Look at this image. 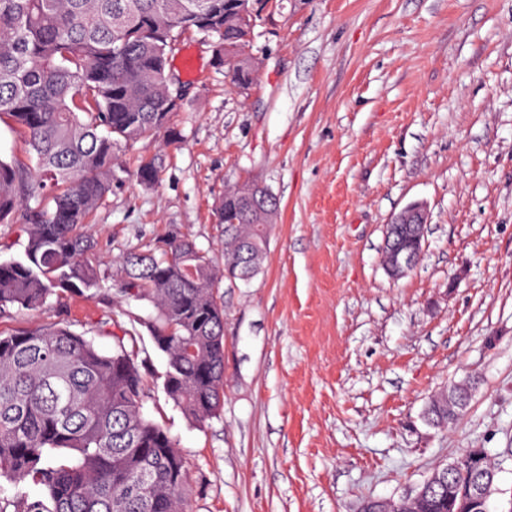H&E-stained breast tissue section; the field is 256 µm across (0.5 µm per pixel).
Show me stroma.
I'll return each mask as SVG.
<instances>
[{"instance_id": "stroma-1", "label": "stroma", "mask_w": 512, "mask_h": 512, "mask_svg": "<svg viewBox=\"0 0 512 512\" xmlns=\"http://www.w3.org/2000/svg\"><path fill=\"white\" fill-rule=\"evenodd\" d=\"M248 51L257 73L241 90L212 38L182 36L169 62L188 88L181 140L118 147L90 226L111 276L123 252L174 232L219 264L225 191L279 197L261 273L219 288L216 416L197 426L164 393L148 301L52 298L7 309L0 331L61 323L106 351L134 334L155 380L143 412L189 470L187 512H359L415 494L466 448L499 467L490 512H512V0H276ZM144 160L159 170L149 187ZM414 203L422 256L394 279L386 226ZM467 380L458 424L430 426L429 398Z\"/></svg>"}]
</instances>
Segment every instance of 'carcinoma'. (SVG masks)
Returning <instances> with one entry per match:
<instances>
[{"label":"carcinoma","mask_w":512,"mask_h":512,"mask_svg":"<svg viewBox=\"0 0 512 512\" xmlns=\"http://www.w3.org/2000/svg\"><path fill=\"white\" fill-rule=\"evenodd\" d=\"M238 0H0V119L23 137L25 158L0 157V224L27 234L24 256L0 262V311L33 310L49 297L91 299L105 275L91 217L112 187L118 145L168 133V59L189 29L218 37V64L232 83L252 85L255 58L244 47L255 24ZM137 177L158 178L151 161ZM250 184L218 202L224 267L193 241L171 234L165 247L126 251L113 299L151 302V335L166 357L163 389L203 426L224 405V303L218 284L250 282L262 269L280 201ZM112 350L69 326L0 332V477L45 490L17 512H185L189 476L177 440L142 411L149 373L133 337ZM462 411L444 397L425 418L442 428ZM470 449L455 460L451 488L429 492V512H460L472 479L497 468Z\"/></svg>","instance_id":"cac0c4a2"}]
</instances>
